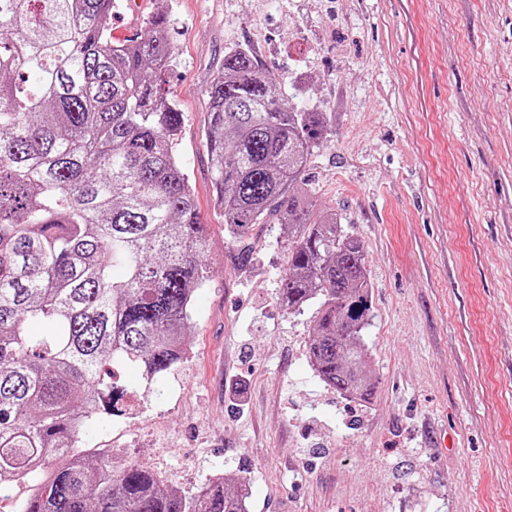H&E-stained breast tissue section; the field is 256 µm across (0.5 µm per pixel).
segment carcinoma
<instances>
[{"mask_svg":"<svg viewBox=\"0 0 512 512\" xmlns=\"http://www.w3.org/2000/svg\"><path fill=\"white\" fill-rule=\"evenodd\" d=\"M113 2L0 0V493L32 480L21 512H246L219 475L194 493L165 490L136 461L72 445L87 420L122 413L112 368L137 364L153 379L182 360L210 280L208 225L175 150L183 113L160 79L175 61L169 13L114 41ZM208 97L226 259L249 265L250 228L284 225L280 302H318L312 367L370 400L363 246L317 208L306 177L327 113L291 106L246 45L224 53Z\"/></svg>","mask_w":512,"mask_h":512,"instance_id":"1","label":"carcinoma"}]
</instances>
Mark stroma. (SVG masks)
Here are the masks:
<instances>
[{
    "label": "stroma",
    "mask_w": 512,
    "mask_h": 512,
    "mask_svg": "<svg viewBox=\"0 0 512 512\" xmlns=\"http://www.w3.org/2000/svg\"><path fill=\"white\" fill-rule=\"evenodd\" d=\"M162 4L211 279L188 360L78 450L182 491L231 478L247 512H512V0H145L141 18ZM236 43L293 107L331 115L307 179L364 247L369 402L316 375L315 306L278 301L282 225H254L250 266L225 259L207 91Z\"/></svg>",
    "instance_id": "35a3bbf8"
}]
</instances>
